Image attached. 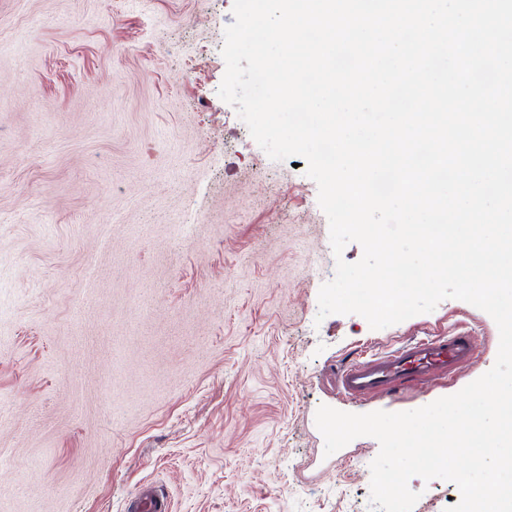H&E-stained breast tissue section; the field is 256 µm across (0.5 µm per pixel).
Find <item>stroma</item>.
I'll return each instance as SVG.
<instances>
[{
	"label": "stroma",
	"mask_w": 512,
	"mask_h": 512,
	"mask_svg": "<svg viewBox=\"0 0 512 512\" xmlns=\"http://www.w3.org/2000/svg\"><path fill=\"white\" fill-rule=\"evenodd\" d=\"M233 0H0V512H373L375 438L332 455L319 406L403 412L495 363L446 299L371 329L318 316L337 259L306 162L271 160L218 95ZM468 332L403 394L336 390L365 347ZM413 512L453 482L415 477ZM125 512H169L168 499L155 487H142L126 504Z\"/></svg>",
	"instance_id": "stroma-1"
}]
</instances>
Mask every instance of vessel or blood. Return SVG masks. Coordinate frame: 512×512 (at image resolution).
<instances>
[{"mask_svg": "<svg viewBox=\"0 0 512 512\" xmlns=\"http://www.w3.org/2000/svg\"><path fill=\"white\" fill-rule=\"evenodd\" d=\"M471 354L470 337L465 333L416 338L349 362L340 370L336 388L351 397L392 393L405 381L432 373L448 374L466 363ZM124 512H170V508L163 493L146 486L127 502Z\"/></svg>", "mask_w": 512, "mask_h": 512, "instance_id": "b4317fda", "label": "vessel or blood"}]
</instances>
